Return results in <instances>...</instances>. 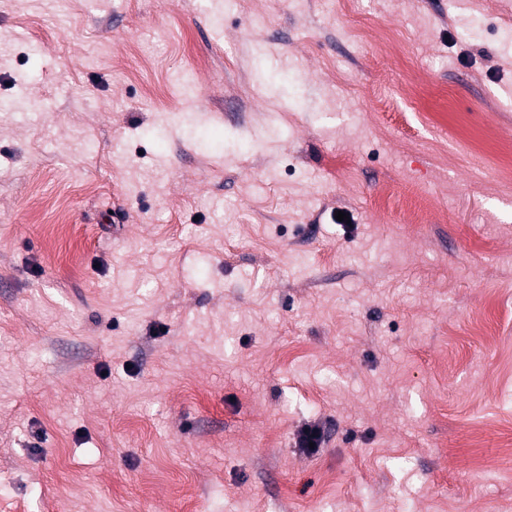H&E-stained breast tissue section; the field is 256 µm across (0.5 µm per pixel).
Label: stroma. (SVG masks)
<instances>
[{"label":"stroma","mask_w":512,"mask_h":512,"mask_svg":"<svg viewBox=\"0 0 512 512\" xmlns=\"http://www.w3.org/2000/svg\"><path fill=\"white\" fill-rule=\"evenodd\" d=\"M488 131L512 0H0V512H512Z\"/></svg>","instance_id":"stroma-1"}]
</instances>
